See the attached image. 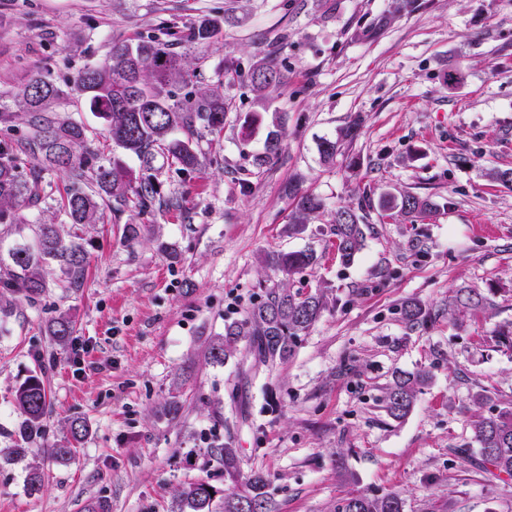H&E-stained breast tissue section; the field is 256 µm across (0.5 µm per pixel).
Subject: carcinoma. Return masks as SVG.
Segmentation results:
<instances>
[{
    "label": "carcinoma",
    "mask_w": 512,
    "mask_h": 512,
    "mask_svg": "<svg viewBox=\"0 0 512 512\" xmlns=\"http://www.w3.org/2000/svg\"><path fill=\"white\" fill-rule=\"evenodd\" d=\"M223 23L222 18L201 15L186 36L175 42L156 34L116 42L103 62L79 68L66 88L38 71L12 94V105L0 104V122H13L23 114L31 118L25 140L0 141V223H15L14 210L40 201L44 172L57 170L66 176L54 216L36 225L33 242L15 244L9 262L0 260L1 290L33 301L48 288L47 267L51 265L57 267L61 280L78 285L87 263L84 238L78 230L98 223L106 208L118 212L133 204L148 209L158 194L154 182L137 179L121 160L95 154L88 127L66 113L53 111L54 104L64 96L85 102L106 124L113 145L139 159L161 151L177 172L193 174L200 166L196 141L206 132L224 130V93L212 88L193 99L189 92L178 97L177 90L189 87L197 78L203 52ZM240 81L261 95L270 87L285 85L287 76L268 60L256 61L246 71L233 62L224 67V82ZM12 106L17 111H11ZM279 150V136L269 135L264 152L254 157L253 164L266 165ZM322 207L316 196H301L289 231L302 232L307 217ZM379 208L417 218L429 211L430 204L405 194L380 199ZM332 224L336 253L349 264L365 238L362 209L341 206ZM257 262L282 279L264 289L242 318L225 322L224 333L210 338L204 353L208 364L222 366L242 347L249 349L258 363H284L326 308L323 294L287 287L291 278L318 262L315 252L269 251L258 256ZM455 303L463 310L479 312L485 308L486 297L461 289ZM401 315L411 326L424 320L422 307L412 301L402 306ZM48 330L55 342L65 347L74 333V323L61 312L50 319ZM428 379L424 371L396 376L382 397L388 415L405 417ZM13 400L21 421L10 435L9 445L0 448L1 460L26 455L29 444L48 433L51 396L44 371L31 372L16 387ZM87 432L84 420H72L67 436L53 444L52 458L62 465L70 463L74 445ZM473 439L477 453L495 476L512 479V404L474 420ZM197 454L212 473L178 486L171 512H274L266 491L268 475L258 468L243 475L240 450L232 439L215 436ZM218 482L224 487L216 486ZM336 512H404V501L396 492L381 496L361 493L343 499Z\"/></svg>",
    "instance_id": "cac0c4a2"
}]
</instances>
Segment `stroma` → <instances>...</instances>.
I'll list each match as a JSON object with an SVG mask.
<instances>
[{"instance_id": "1", "label": "stroma", "mask_w": 512, "mask_h": 512, "mask_svg": "<svg viewBox=\"0 0 512 512\" xmlns=\"http://www.w3.org/2000/svg\"><path fill=\"white\" fill-rule=\"evenodd\" d=\"M227 10L236 21L206 49L199 89L226 62L262 58L288 83L261 100L224 86V130L198 139L196 173L125 156L159 204L105 212L84 234L81 287L50 279L0 320V448L31 370H44L52 398L48 438L0 462V512H83L94 499L108 512H170L174 489L202 476L188 452L214 434L234 439L243 470L268 474L278 512H336L362 492L400 493L404 512H512V479L469 452L476 416L512 403V190L492 176L512 168V0H0V94L39 70L66 83L112 42ZM354 120L357 137L324 163L320 143ZM272 131L280 151L254 168ZM407 192L429 200L425 217L380 210ZM304 194L324 206L292 235ZM364 204V246L346 265L330 221ZM306 249L319 262L290 286L322 290L328 306L292 357L258 369L243 349L205 364L209 337L279 279L256 255ZM461 288L487 309L449 314ZM407 301L423 322L405 323ZM59 311L75 322L64 348L46 331ZM422 370L431 379L412 410L391 418L384 388ZM172 398L182 409L169 419ZM77 417L90 432L57 465L47 450ZM35 464L44 488L32 496Z\"/></svg>"}]
</instances>
